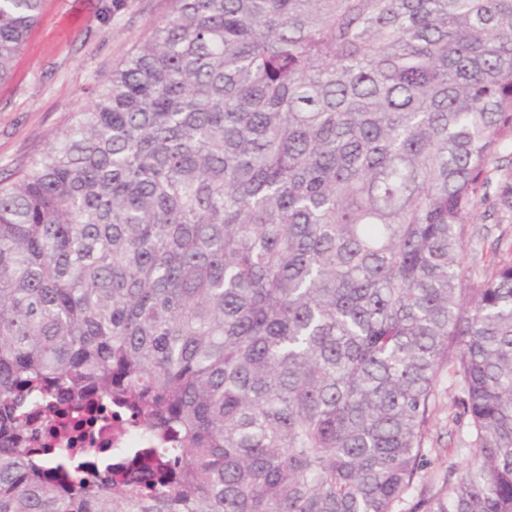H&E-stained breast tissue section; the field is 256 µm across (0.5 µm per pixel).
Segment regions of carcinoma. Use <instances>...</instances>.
Wrapping results in <instances>:
<instances>
[{"label":"carcinoma","mask_w":512,"mask_h":512,"mask_svg":"<svg viewBox=\"0 0 512 512\" xmlns=\"http://www.w3.org/2000/svg\"><path fill=\"white\" fill-rule=\"evenodd\" d=\"M94 95L0 176V512H512V258L464 265L512 0H173ZM49 397L161 447L87 478ZM452 410L448 399V374L444 372L441 376V384L436 401V409L430 416L424 448H432L427 456L426 464L420 473L423 482L440 483L445 470L448 467V448L458 447L457 437L452 431V439L448 437L454 424L451 421Z\"/></svg>","instance_id":"obj_1"}]
</instances>
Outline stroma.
Returning a JSON list of instances; mask_svg holds the SVG:
<instances>
[{
    "label": "stroma",
    "mask_w": 512,
    "mask_h": 512,
    "mask_svg": "<svg viewBox=\"0 0 512 512\" xmlns=\"http://www.w3.org/2000/svg\"><path fill=\"white\" fill-rule=\"evenodd\" d=\"M170 0H43L39 23L0 85V171L14 169L76 112L89 107L95 86L170 12ZM492 185L478 201L465 263L481 271L496 241H512V139L492 165ZM447 384H440L424 441L420 473L438 482L448 467L453 428Z\"/></svg>",
    "instance_id": "35a3bbf8"
}]
</instances>
